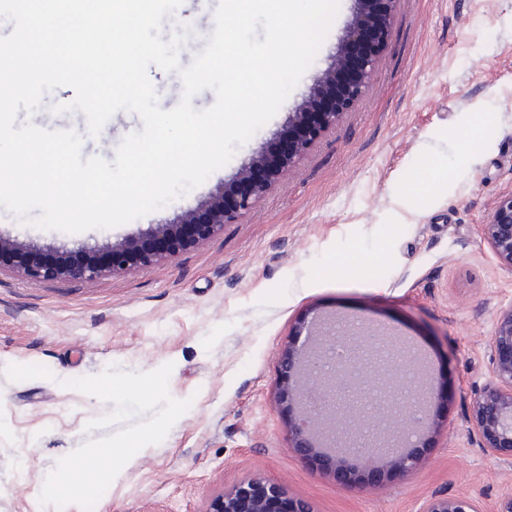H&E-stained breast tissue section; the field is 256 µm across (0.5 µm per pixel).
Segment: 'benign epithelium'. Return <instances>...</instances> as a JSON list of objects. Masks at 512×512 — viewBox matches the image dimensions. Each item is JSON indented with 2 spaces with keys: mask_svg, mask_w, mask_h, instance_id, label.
Listing matches in <instances>:
<instances>
[{
  "mask_svg": "<svg viewBox=\"0 0 512 512\" xmlns=\"http://www.w3.org/2000/svg\"><path fill=\"white\" fill-rule=\"evenodd\" d=\"M396 0H354V13L330 65L318 73L308 95L289 113L288 123L270 143L256 152L231 180L219 187L207 204L190 209L168 224H155L136 241L121 240L98 248L78 249L80 257L0 237V264L9 263L16 273L31 280H76L91 284L105 276L147 267L173 258L224 231L247 214L278 182L289 167L299 162L313 144L348 112L362 96L381 59L393 26ZM481 237L498 265L512 273V191L501 195L481 225ZM349 330L328 324L319 332L316 353L299 365L291 347L279 363L281 387L277 403H297L301 411L290 418L288 433L292 448L304 456L320 454L316 427L323 421L335 424L345 401L361 393V381L344 359L330 371L322 361L336 344L347 340ZM489 347V379L474 390L469 422L483 451L494 458H512V304L496 316ZM315 381L320 393L317 412L306 402L307 389L292 384L298 372ZM416 405L425 407L423 429L436 426L432 405L440 394L422 382L417 386ZM404 401H396L391 413L395 431L407 433L410 422ZM338 466L352 469L379 463L406 475L421 466L423 459L409 448L387 452L374 450L354 455L351 448H334ZM311 512L302 500L283 496L276 484L242 482L211 498L206 512ZM423 512H478L467 499L434 497Z\"/></svg>",
  "mask_w": 512,
  "mask_h": 512,
  "instance_id": "obj_1",
  "label": "benign epithelium"
}]
</instances>
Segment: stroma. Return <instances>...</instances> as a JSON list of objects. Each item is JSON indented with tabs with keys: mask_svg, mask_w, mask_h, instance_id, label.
<instances>
[{
	"mask_svg": "<svg viewBox=\"0 0 512 512\" xmlns=\"http://www.w3.org/2000/svg\"><path fill=\"white\" fill-rule=\"evenodd\" d=\"M219 0H183L163 38L190 24L202 51ZM336 18L313 63L276 115L200 186L111 229L45 230L0 206V235L74 250L129 239L204 202L263 144L325 69L351 18ZM45 95L18 124L83 134V157L114 160L137 114L119 112L102 137ZM488 121L474 160L464 139ZM512 191V0H398L391 38L361 99L257 205L223 233L172 260L91 285L34 281L0 270V512H56L39 503L56 462L113 410L61 380L114 365L148 372L172 364L169 392L191 399L165 439L125 466L94 512H205L241 481L278 484L312 512H422L441 496L495 512L512 494V459L481 448L467 422L488 379L487 340L512 304V272L497 264L480 226ZM371 317L413 335L443 394L436 428L421 434L425 463L337 470L291 446L290 413L277 404L285 346L307 352L308 327Z\"/></svg>",
	"mask_w": 512,
	"mask_h": 512,
	"instance_id": "1",
	"label": "stroma"
}]
</instances>
